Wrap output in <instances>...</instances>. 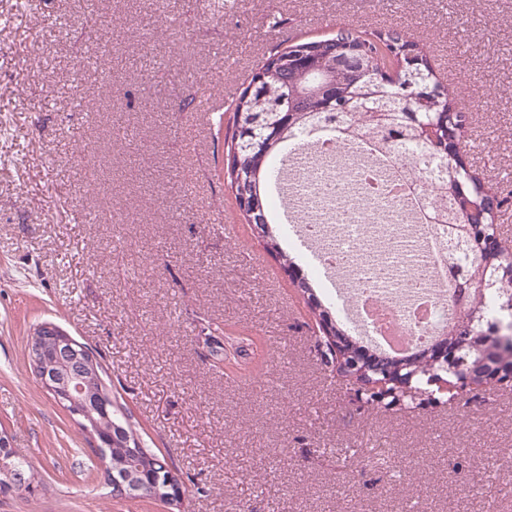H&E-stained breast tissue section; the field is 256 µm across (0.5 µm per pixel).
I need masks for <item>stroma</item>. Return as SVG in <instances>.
Here are the masks:
<instances>
[{"label":"stroma","instance_id":"1","mask_svg":"<svg viewBox=\"0 0 512 512\" xmlns=\"http://www.w3.org/2000/svg\"><path fill=\"white\" fill-rule=\"evenodd\" d=\"M351 23L425 39L477 105L466 160L512 239V0H224L219 17L208 0H0V446L41 478L0 512H512V390L361 406L194 103L229 112L264 58ZM43 322L89 347L178 506L113 496L34 377Z\"/></svg>","mask_w":512,"mask_h":512}]
</instances>
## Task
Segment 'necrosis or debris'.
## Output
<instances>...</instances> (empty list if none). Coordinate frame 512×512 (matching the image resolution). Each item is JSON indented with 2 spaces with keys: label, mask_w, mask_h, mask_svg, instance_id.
<instances>
[{
  "label": "necrosis or debris",
  "mask_w": 512,
  "mask_h": 512,
  "mask_svg": "<svg viewBox=\"0 0 512 512\" xmlns=\"http://www.w3.org/2000/svg\"><path fill=\"white\" fill-rule=\"evenodd\" d=\"M334 152L326 150L307 176L297 179L292 192L315 216L314 223L298 226L300 238L318 245L317 278L356 270L358 286L349 306L357 321H364L363 305L375 299L398 325L420 344L431 342L438 330L459 316L454 298V267L447 261L455 241L446 225L427 221L426 199L421 191L432 173L418 164L414 185L407 197L394 192V177L369 180L363 158L348 157L349 179H341ZM412 251L426 271L424 279L407 278L401 258ZM430 304L427 321L416 319L422 304Z\"/></svg>",
  "instance_id": "necrosis-or-debris-1"
}]
</instances>
